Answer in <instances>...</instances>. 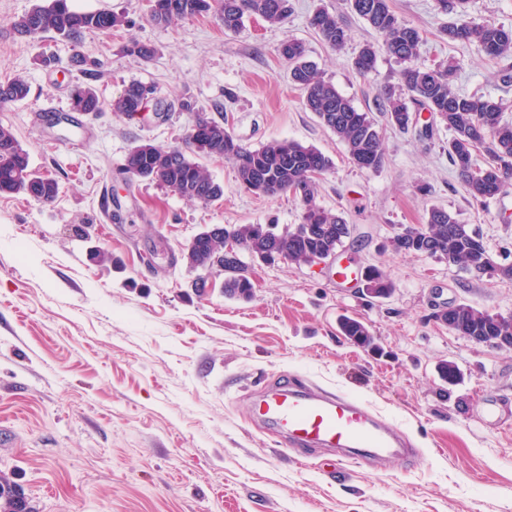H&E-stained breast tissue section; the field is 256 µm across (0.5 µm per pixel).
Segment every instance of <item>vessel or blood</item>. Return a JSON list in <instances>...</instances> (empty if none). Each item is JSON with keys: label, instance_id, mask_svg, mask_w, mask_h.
Wrapping results in <instances>:
<instances>
[{"label": "vessel or blood", "instance_id": "vessel-or-blood-1", "mask_svg": "<svg viewBox=\"0 0 512 512\" xmlns=\"http://www.w3.org/2000/svg\"><path fill=\"white\" fill-rule=\"evenodd\" d=\"M248 413L305 460L340 448H356L361 458L383 462L417 454L403 431L365 402L344 394L283 381L252 400Z\"/></svg>", "mask_w": 512, "mask_h": 512}]
</instances>
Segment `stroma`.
<instances>
[{
    "mask_svg": "<svg viewBox=\"0 0 512 512\" xmlns=\"http://www.w3.org/2000/svg\"><path fill=\"white\" fill-rule=\"evenodd\" d=\"M37 0H0V81L20 75L26 100L0 106V124L27 150L32 169L59 183L42 204L0 196V476L36 512H512V350L479 345L433 318L466 303L512 316V280L475 276L425 255L394 252L400 225L426 210L456 213L497 261L512 264V187L484 203L467 194L448 160V129L431 138L390 127L377 113L398 65L378 54L367 75L353 59L381 36L345 0H292L285 24L245 18L225 32L211 14L156 25L146 0H72L82 11L126 16L109 33L76 42L19 37L14 21ZM350 31L343 49L309 24L316 9ZM397 18L423 37L418 61L457 65L460 95L502 100L512 121V57L485 59L473 43L448 40L456 22L436 0H391ZM303 42L322 78L382 133L384 164L356 167L344 143L305 109L281 42ZM151 44L145 61L124 45ZM155 87L167 112L130 118L112 100L131 82ZM91 85L104 103L69 123L72 90ZM191 103L192 112L182 111ZM206 113L243 145H311L333 161L316 202L342 215L351 234L334 256L311 264L241 259L250 298L227 295L223 279L197 292L184 245L208 224H298L292 194L257 195L231 162L200 165L224 187L219 200H187L124 171L140 143L184 146L193 112ZM108 252L111 264L93 259ZM373 265L394 283L371 300L361 280L336 279L337 260ZM373 337L363 349L339 330L342 316ZM455 366V384L441 364ZM356 397L403 430L420 453L383 468L347 463L328 475L326 454L294 462L276 434L248 416L249 399L280 375ZM501 404L496 423L483 403Z\"/></svg>",
    "mask_w": 512,
    "mask_h": 512,
    "instance_id": "1",
    "label": "stroma"
}]
</instances>
